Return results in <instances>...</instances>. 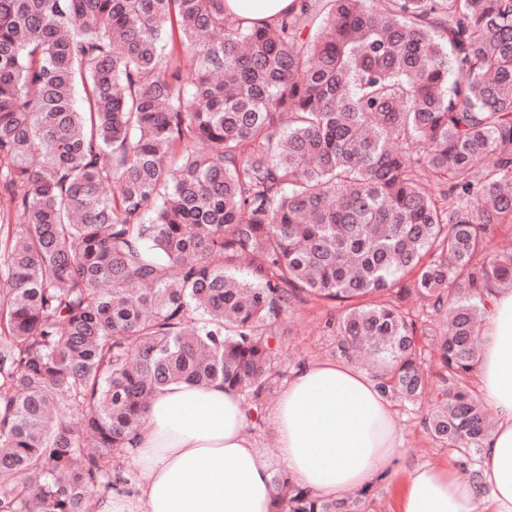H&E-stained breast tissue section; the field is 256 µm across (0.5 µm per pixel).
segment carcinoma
I'll return each mask as SVG.
<instances>
[{
  "label": "carcinoma",
  "instance_id": "1",
  "mask_svg": "<svg viewBox=\"0 0 512 512\" xmlns=\"http://www.w3.org/2000/svg\"><path fill=\"white\" fill-rule=\"evenodd\" d=\"M224 2L0 0V512H91L171 382L261 422L272 326L309 298L343 304L340 351L384 396L432 397L437 441L490 434L466 381L512 288L487 250L512 229V0H297L275 23ZM272 484L270 512L370 492ZM402 309L405 312H408L409 315L415 319L418 324L420 346H425V354L423 355V359L428 364L430 371L433 374V379L437 381L438 378L435 376V373L438 371V367L433 361V357L430 356V349L427 347L428 343H430L431 336L422 337L420 332L421 328H424L427 333L431 331L430 329H435V317L432 316V313L430 312L431 310L428 308V303L416 295H412L403 301Z\"/></svg>",
  "mask_w": 512,
  "mask_h": 512
}]
</instances>
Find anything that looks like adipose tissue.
Wrapping results in <instances>:
<instances>
[{"label":"adipose tissue","mask_w":512,"mask_h":512,"mask_svg":"<svg viewBox=\"0 0 512 512\" xmlns=\"http://www.w3.org/2000/svg\"><path fill=\"white\" fill-rule=\"evenodd\" d=\"M484 337L481 399L498 423L484 444L481 481L419 465L407 474L401 512H512V290H492ZM269 422L284 472L317 497L371 485L399 456L390 401L343 362L300 368ZM248 425L241 395L221 383L167 385L150 398L124 456L127 472L143 481L112 492L95 512H269V463Z\"/></svg>","instance_id":"ef3b65f1"}]
</instances>
